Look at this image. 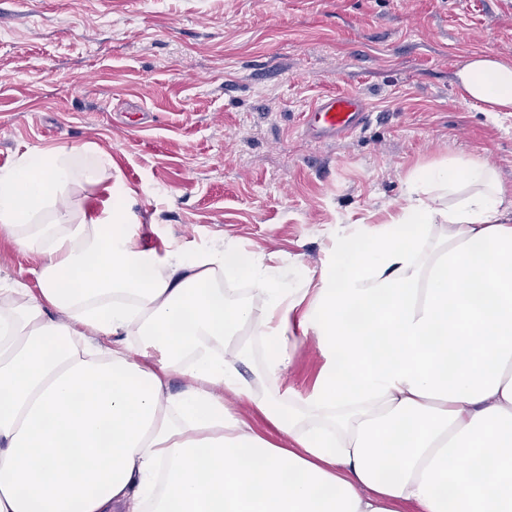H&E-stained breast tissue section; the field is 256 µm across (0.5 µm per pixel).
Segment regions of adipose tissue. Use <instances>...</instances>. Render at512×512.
Instances as JSON below:
<instances>
[{
	"mask_svg": "<svg viewBox=\"0 0 512 512\" xmlns=\"http://www.w3.org/2000/svg\"><path fill=\"white\" fill-rule=\"evenodd\" d=\"M455 79L512 112V60L474 53ZM82 154L0 168V234L43 259L38 291L0 282V512H512V193L482 156L414 168L399 213L291 283L262 253L142 251L122 194L71 208L112 178ZM246 328L275 344L252 382ZM310 341L311 391L268 395ZM106 182L78 188L71 197L72 205L93 213H100L109 203L110 194Z\"/></svg>",
	"mask_w": 512,
	"mask_h": 512,
	"instance_id": "ef3b65f1",
	"label": "adipose tissue"
}]
</instances>
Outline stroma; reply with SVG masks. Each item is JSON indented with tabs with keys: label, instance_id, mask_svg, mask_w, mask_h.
I'll list each match as a JSON object with an SVG mask.
<instances>
[{
	"label": "stroma",
	"instance_id": "stroma-1",
	"mask_svg": "<svg viewBox=\"0 0 512 512\" xmlns=\"http://www.w3.org/2000/svg\"><path fill=\"white\" fill-rule=\"evenodd\" d=\"M478 52L512 59V0H0V167L106 151L142 249L224 243L315 277L417 166L477 154L512 192V116L455 85ZM327 94L366 98V130L300 136ZM41 264L0 237L1 279L38 291Z\"/></svg>",
	"mask_w": 512,
	"mask_h": 512
}]
</instances>
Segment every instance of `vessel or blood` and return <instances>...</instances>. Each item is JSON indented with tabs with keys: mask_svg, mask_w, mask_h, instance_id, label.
I'll return each mask as SVG.
<instances>
[{
	"mask_svg": "<svg viewBox=\"0 0 512 512\" xmlns=\"http://www.w3.org/2000/svg\"><path fill=\"white\" fill-rule=\"evenodd\" d=\"M373 117L369 104L359 95H326L304 113L301 131L311 141L337 140L362 131Z\"/></svg>",
	"mask_w": 512,
	"mask_h": 512,
	"instance_id": "b4317fda",
	"label": "vessel or blood"
}]
</instances>
